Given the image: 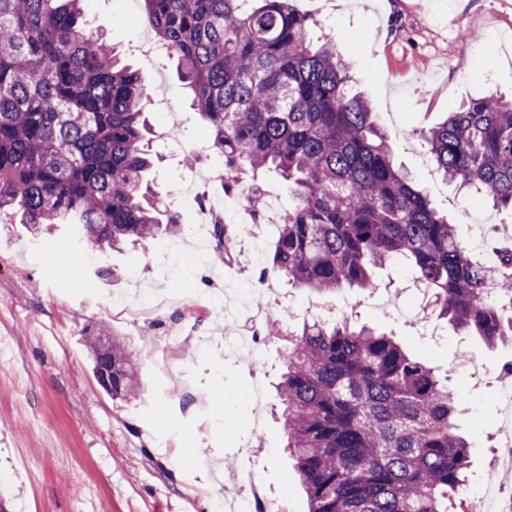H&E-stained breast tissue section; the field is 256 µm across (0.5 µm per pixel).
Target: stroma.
<instances>
[{"label": "stroma", "instance_id": "35a3bbf8", "mask_svg": "<svg viewBox=\"0 0 512 512\" xmlns=\"http://www.w3.org/2000/svg\"><path fill=\"white\" fill-rule=\"evenodd\" d=\"M320 21L352 69L356 88L392 154L434 204L447 212L463 245L485 225L512 237V211L465 194L445 181L415 130L439 123L463 101L497 91L512 95V0H294ZM86 20L144 76H159L181 116L179 145L156 152L152 190L176 212L182 231L172 243L191 255L189 223L200 205L182 195L200 166L221 189V157L208 151L209 127L192 109L175 58L140 50L139 0H86ZM162 239L130 242L107 252L117 278L96 267L78 269L80 247L61 228L33 236L20 214L0 212V489L12 512H213L235 485L231 464L249 449L265 490L283 494L288 512H309L305 491L284 445L274 385L288 353L266 340V364L255 369L224 346V322L206 298L221 282H247L250 306H268L259 267L231 258L170 278L157 275ZM412 266L394 260L375 267L372 287L322 298L319 315H347L392 336L413 358L448 377L458 423L470 443L469 483L479 487L492 464L503 424L495 410L501 366L512 342L487 344L454 328L413 287ZM150 291L166 302L169 319L191 328L171 361L159 352L162 328L133 322L115 304ZM108 326L138 349L141 394L112 397L97 382L84 330Z\"/></svg>", "mask_w": 512, "mask_h": 512}]
</instances>
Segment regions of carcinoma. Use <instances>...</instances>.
Returning a JSON list of instances; mask_svg holds the SVG:
<instances>
[{"instance_id":"carcinoma-1","label":"carcinoma","mask_w":512,"mask_h":512,"mask_svg":"<svg viewBox=\"0 0 512 512\" xmlns=\"http://www.w3.org/2000/svg\"><path fill=\"white\" fill-rule=\"evenodd\" d=\"M84 0H0V211L33 232L78 228L86 251L181 230L149 197L151 129L143 73L83 24ZM142 19L177 58L224 192L275 172L295 204L279 218L267 267L323 296L370 288V267L399 258L440 314L494 344L512 336V295L457 240L394 161L350 66L290 0H141ZM419 135L442 177L512 209V97L462 104ZM211 261L233 236L213 225ZM263 336L288 341L276 392L286 448L309 512H448L468 482L469 445L448 378L391 337L344 318ZM112 396L139 391L136 352L112 333Z\"/></svg>"}]
</instances>
